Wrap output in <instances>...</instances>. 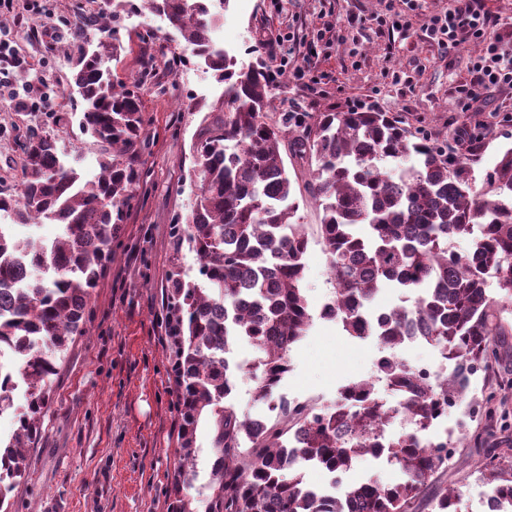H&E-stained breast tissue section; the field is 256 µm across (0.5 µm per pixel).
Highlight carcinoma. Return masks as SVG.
<instances>
[{
    "instance_id": "1",
    "label": "carcinoma",
    "mask_w": 512,
    "mask_h": 512,
    "mask_svg": "<svg viewBox=\"0 0 512 512\" xmlns=\"http://www.w3.org/2000/svg\"><path fill=\"white\" fill-rule=\"evenodd\" d=\"M229 2L109 0L95 19L81 16L71 24L75 87L84 102L80 125L97 147L99 172L85 180L66 166L48 132L29 139L20 183L0 188V211L14 223L61 226L49 250L0 224V345L16 353L26 398L13 435L0 442V512H9L12 492L25 478L54 376L73 337L85 333L86 308L112 262L123 208L143 181L139 87L114 83L105 67L129 13L164 15L190 56L224 84V99L208 106L195 134V200L185 226L177 227L199 259L201 282L177 273L168 285L180 421L172 512H198L188 490L204 415L214 454L206 512H413L435 475L448 468V447L461 445L423 433L432 429L437 405L464 399L468 377L427 383L395 350L406 337L422 336L442 358L472 371L497 356L494 319L505 305L492 301L486 287L495 277L503 299L512 301V146L478 188L471 165L483 148L478 132L468 133L462 153L374 107L272 120L271 88L280 75L261 63L245 72L213 43L220 20L213 6ZM285 139L308 163L306 191L322 208L316 234L331 257L334 281L322 317L389 351L378 369L394 402L364 379L343 386L334 407L283 403L258 426L231 401L238 375L253 380L255 400H269L290 370L289 352L312 325L303 286L309 239L280 154ZM410 156L416 163L403 166ZM455 237L470 238L471 250L451 251ZM385 286L410 293L412 303L392 308L375 327L369 304ZM239 339L255 357L232 364L227 355ZM396 414L415 430L387 436ZM366 455L385 458L399 480L351 484L326 505L296 471L311 462L343 473ZM479 471L486 495L512 512V460L488 449ZM459 498L457 489H443L438 509L457 512Z\"/></svg>"
}]
</instances>
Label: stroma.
Here are the masks:
<instances>
[{
	"mask_svg": "<svg viewBox=\"0 0 512 512\" xmlns=\"http://www.w3.org/2000/svg\"><path fill=\"white\" fill-rule=\"evenodd\" d=\"M103 0H14L0 11V36L9 38L26 67L11 69L0 86V186L18 183L29 139L53 131L68 165L86 178L98 173L97 151L80 126L79 95L67 53L75 16L97 13ZM453 0H230L219 23L222 45L238 64L271 60L286 38L294 52L285 81L272 92L276 112H346L373 106L442 137L475 124L495 126L472 164L483 177L512 143V89L482 90L484 109L457 107L460 87L472 86L471 61L480 47L447 49L429 38L431 16ZM111 63L115 80L138 84L144 126L140 154L147 177L112 240V261L94 288L85 333L76 337L56 376L50 407L14 491L15 512H171L177 471L179 417L172 371L174 345L166 322L173 269L197 277L195 252L180 245L174 224L191 209V146L202 118L199 104L224 96L210 72L186 61L183 41L159 16H125ZM295 177L301 224L309 236L304 286L312 326L289 353L280 397L334 406L340 389L378 377L383 351L375 340L347 335L322 319L334 283L330 257L315 233L321 213L304 190L307 166L282 147ZM492 367L471 378L467 403L448 411L453 437L470 439L439 472L414 512H437L441 488L459 489L458 512H488L477 469L482 448L512 447V315ZM494 394V419L476 406Z\"/></svg>",
	"mask_w": 512,
	"mask_h": 512,
	"instance_id": "1",
	"label": "stroma"
}]
</instances>
